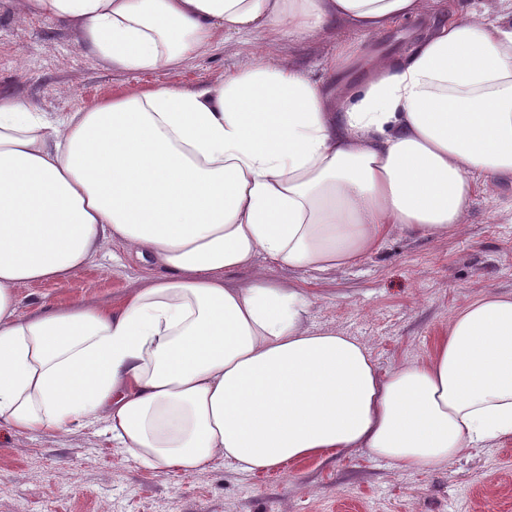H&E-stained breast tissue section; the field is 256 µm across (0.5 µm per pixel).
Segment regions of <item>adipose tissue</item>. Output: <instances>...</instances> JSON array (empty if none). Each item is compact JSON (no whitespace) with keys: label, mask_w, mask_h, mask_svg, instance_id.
Segmentation results:
<instances>
[{"label":"adipose tissue","mask_w":512,"mask_h":512,"mask_svg":"<svg viewBox=\"0 0 512 512\" xmlns=\"http://www.w3.org/2000/svg\"><path fill=\"white\" fill-rule=\"evenodd\" d=\"M126 71L178 69L232 36H371L430 0H14ZM364 63L343 96L284 61H244L197 89H134L53 117L0 96V437L104 422L138 465L254 474L364 451L404 471L512 437V292L472 299L423 361L306 325L302 292L257 268L324 273L392 228L461 231L512 173V22L489 12L418 32ZM149 267L112 304L88 294L19 312L17 289L68 281L105 247ZM247 270V281L233 273Z\"/></svg>","instance_id":"1"}]
</instances>
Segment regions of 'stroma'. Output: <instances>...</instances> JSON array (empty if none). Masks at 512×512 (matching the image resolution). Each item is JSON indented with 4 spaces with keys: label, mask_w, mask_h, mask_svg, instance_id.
Here are the masks:
<instances>
[{
    "label": "stroma",
    "mask_w": 512,
    "mask_h": 512,
    "mask_svg": "<svg viewBox=\"0 0 512 512\" xmlns=\"http://www.w3.org/2000/svg\"><path fill=\"white\" fill-rule=\"evenodd\" d=\"M419 26L406 21L366 38L340 23L314 39H281L278 56L333 87L349 86L367 71L360 64L331 76L325 63L338 45L364 41L371 52L399 57ZM266 58L264 40L237 36L177 70L126 72L82 48L69 27L0 0V95L28 100L54 117L131 87L198 88L243 61ZM257 264L311 299V329L355 337L380 370L392 369L425 357L451 311L490 291L512 292V175L489 185L476 178L462 233L435 240L396 229L379 251L323 274L280 267L263 256ZM145 275L143 265L112 246L66 283L19 287L20 311L88 292L116 302ZM0 512H512V438L412 472L359 450L251 476L220 462L176 475L127 460L97 423L54 438L1 440Z\"/></svg>",
    "instance_id": "1"
}]
</instances>
